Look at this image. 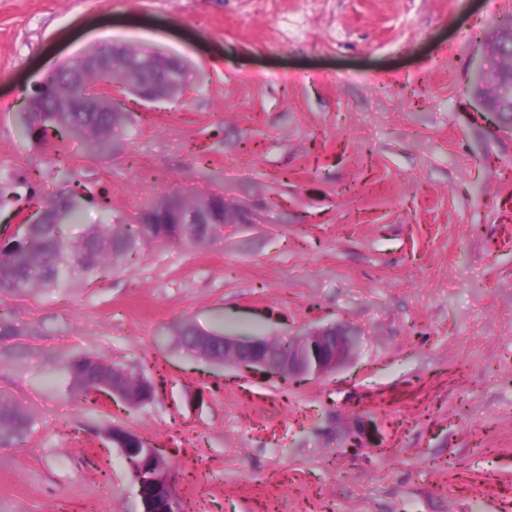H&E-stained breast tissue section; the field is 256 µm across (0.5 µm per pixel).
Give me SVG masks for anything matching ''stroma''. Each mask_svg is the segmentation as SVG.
Wrapping results in <instances>:
<instances>
[{
  "label": "stroma",
  "mask_w": 512,
  "mask_h": 512,
  "mask_svg": "<svg viewBox=\"0 0 512 512\" xmlns=\"http://www.w3.org/2000/svg\"><path fill=\"white\" fill-rule=\"evenodd\" d=\"M508 19L512 0H0L10 208L67 186L108 202L73 242L173 193L251 218L0 300V395L30 416L0 445V512H142L121 452L89 453L115 427L199 512H512V115L474 85ZM117 45L182 61L184 95L125 96L106 159L22 139L26 98ZM187 325L360 342L288 381L197 356ZM80 356L160 388L103 408L72 386Z\"/></svg>",
  "instance_id": "1"
}]
</instances>
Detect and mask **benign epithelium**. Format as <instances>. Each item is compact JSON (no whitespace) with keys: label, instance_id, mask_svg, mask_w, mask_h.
Here are the masks:
<instances>
[{"label":"benign epithelium","instance_id":"benign-epithelium-1","mask_svg":"<svg viewBox=\"0 0 512 512\" xmlns=\"http://www.w3.org/2000/svg\"><path fill=\"white\" fill-rule=\"evenodd\" d=\"M213 337L203 334L196 338L192 352L211 361ZM358 343V336L345 330L326 329L301 337L288 354L273 360L265 342L260 339L240 340L224 337V361L233 362L255 373H288L293 376H321L336 369L351 354ZM125 371L117 368L107 374L97 391L101 404L112 405L119 399L127 405L137 406L122 386L120 376ZM128 466L132 482L142 504V512H181L184 500L172 478V463L159 449L136 448L119 445Z\"/></svg>","mask_w":512,"mask_h":512}]
</instances>
